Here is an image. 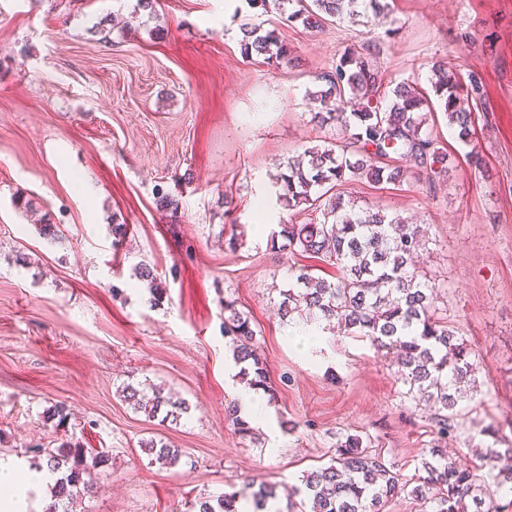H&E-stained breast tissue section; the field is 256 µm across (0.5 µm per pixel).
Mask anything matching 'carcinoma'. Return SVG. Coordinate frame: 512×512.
<instances>
[{"instance_id": "obj_1", "label": "carcinoma", "mask_w": 512, "mask_h": 512, "mask_svg": "<svg viewBox=\"0 0 512 512\" xmlns=\"http://www.w3.org/2000/svg\"><path fill=\"white\" fill-rule=\"evenodd\" d=\"M251 7L276 12L289 22L299 21L306 29L321 31L329 22L354 20L371 14L388 15L387 0H249ZM242 53L277 67L292 60L288 44L277 29L260 32V26H243ZM379 44L346 49L330 67L315 75L316 90L308 92L315 112L311 120L324 126L334 124L343 140L304 149L288 159L276 177L278 200L288 209L318 213L315 220L277 225L270 233L271 248L320 260L336 268L328 280L303 266L292 283L279 290L280 315L308 314L334 322L349 332L368 337L380 351L396 353L395 375L417 391L434 408L442 432H448L446 412L455 409L453 389L470 380L478 370L472 352L435 306L436 287L414 264L420 247L421 230L399 215L361 206L344 199L343 187L366 181L378 187L404 181L412 173L429 194L449 179L451 161L443 140L429 127V117L440 108L457 139L469 145L475 129L474 106L484 96L477 73L462 79L448 63L430 66L429 83L436 100H431L409 81H386L377 66ZM398 158L411 163L407 168L392 164ZM159 208L175 215L179 201L165 187H155ZM283 243H278V240ZM136 278L148 284V303L158 305L166 289L147 265L136 269ZM224 334L230 338L237 376L250 387L269 390L266 363L257 351L256 331L237 302L224 298ZM124 401L149 419L178 420L187 412L186 402L173 401L162 390L146 394L132 384L121 386ZM44 418L61 427L67 423V406L59 402ZM144 452L165 467H175L181 451L162 440L141 442ZM27 452L43 458L46 468L62 472L51 486V505L46 512H68L69 504L92 492L96 471L109 456L97 453L86 458L84 445L68 441L56 448L35 445ZM512 455L506 448H485L481 454L496 486L512 483V472L497 470L498 461ZM310 512H386L398 494L408 492L430 505L431 512H468L472 500L482 512L489 488L467 468L448 459L441 448H432L421 458L415 485L402 481L394 467L363 448L356 436L347 437L327 464L302 477ZM244 493L225 492L207 496L194 504L195 512H239Z\"/></svg>"}]
</instances>
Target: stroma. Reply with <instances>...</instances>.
I'll return each mask as SVG.
<instances>
[{
    "instance_id": "1",
    "label": "stroma",
    "mask_w": 512,
    "mask_h": 512,
    "mask_svg": "<svg viewBox=\"0 0 512 512\" xmlns=\"http://www.w3.org/2000/svg\"><path fill=\"white\" fill-rule=\"evenodd\" d=\"M389 3L385 21L315 33L259 17L248 0H158L156 15L105 38L96 23L128 17L135 0H0V460L24 474L37 464L29 445L69 438L108 453L73 512H193L200 495L260 477L277 486L268 512H287L290 487L351 435L414 477L437 436L433 409L369 339L282 320L279 291L303 259L268 243L276 224L307 219L278 201L279 164L334 134L310 121L315 74L377 38L389 80L428 88L436 58L483 77L482 167L438 111L430 127L458 168L436 194L410 180L357 182L345 195L421 226L419 270L479 357L449 419L450 458L474 471L490 430L512 440V0ZM260 19L291 46V64L242 54L241 24ZM158 184L179 199L177 216L157 207ZM40 217L61 243L40 236ZM116 224L128 227L120 242ZM142 263L167 291L159 306L134 275ZM228 296L251 318L276 394L248 438L226 417L244 389L224 334ZM127 382L189 411L146 418L119 393ZM59 402L65 428L43 417ZM153 437L181 449L178 466L151 462L140 442Z\"/></svg>"
}]
</instances>
